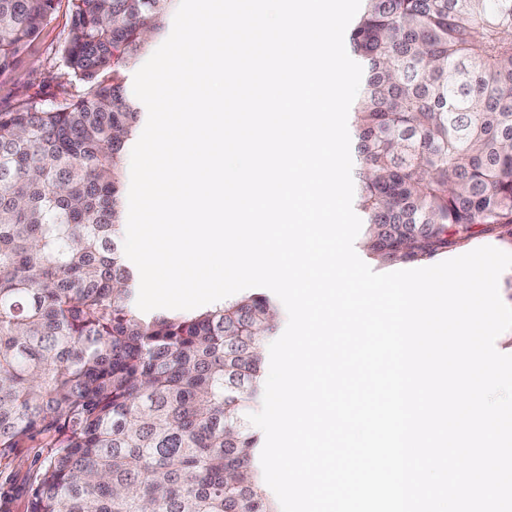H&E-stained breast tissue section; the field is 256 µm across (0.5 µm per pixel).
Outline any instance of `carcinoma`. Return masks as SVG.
I'll return each mask as SVG.
<instances>
[{"label": "carcinoma", "instance_id": "obj_1", "mask_svg": "<svg viewBox=\"0 0 512 512\" xmlns=\"http://www.w3.org/2000/svg\"><path fill=\"white\" fill-rule=\"evenodd\" d=\"M86 93L0 109V459L47 439L27 512H275L255 462L265 347L250 292L142 312L121 246L126 74L175 0H67ZM59 0H0V76ZM353 205L379 266L512 237V0H361L347 37Z\"/></svg>", "mask_w": 512, "mask_h": 512}]
</instances>
